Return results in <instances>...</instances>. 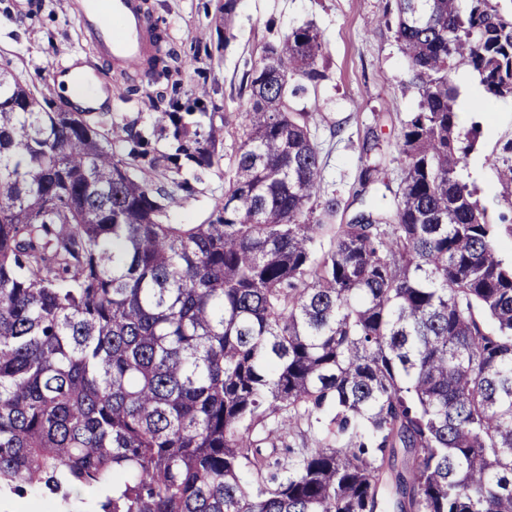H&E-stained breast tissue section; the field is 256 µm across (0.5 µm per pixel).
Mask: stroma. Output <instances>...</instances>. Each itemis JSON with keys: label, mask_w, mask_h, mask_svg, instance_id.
<instances>
[{"label": "stroma", "mask_w": 512, "mask_h": 512, "mask_svg": "<svg viewBox=\"0 0 512 512\" xmlns=\"http://www.w3.org/2000/svg\"><path fill=\"white\" fill-rule=\"evenodd\" d=\"M143 2L148 18L160 22L169 47L182 61L176 99L185 121L203 133L213 126L222 132L214 165L184 171L195 192L168 211V223H203L222 200L248 102L239 92L242 77L259 63L265 43L305 25L318 30L326 48L327 80L296 100L313 114L310 129L322 160L321 195L352 202L358 137L368 126L376 127L388 147L385 183L376 192L398 188L402 171L394 145L402 121L417 111L420 96L395 36V0H237L227 25L218 19L223 0ZM90 55L59 0H0V63L10 64L24 84L58 106L66 108L70 102L59 89L56 64ZM97 68L101 84L122 89L97 114L117 152L125 153V138L132 131L148 138L156 152L170 151L171 141L157 127L164 103L156 98L155 86L139 71L103 62ZM460 124L480 127L478 147L461 167V178L476 190L491 219L503 215L512 224V187L498 178L499 170L512 164V153L504 149L512 142V98L497 100L491 111L471 113Z\"/></svg>", "instance_id": "stroma-1"}]
</instances>
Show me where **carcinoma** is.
<instances>
[{
    "mask_svg": "<svg viewBox=\"0 0 512 512\" xmlns=\"http://www.w3.org/2000/svg\"><path fill=\"white\" fill-rule=\"evenodd\" d=\"M418 111L393 200L320 194L311 113L326 71L307 26L263 48L232 175L203 224L133 172L210 168L221 131L162 112L173 151L127 157L0 67V492L90 512H512V262L459 169L453 74L512 97V12L396 0ZM155 39L146 75L178 55ZM376 128L355 199L383 181ZM332 235L317 254L318 239ZM313 448H290L301 426ZM254 475L244 484L243 472Z\"/></svg>",
    "mask_w": 512,
    "mask_h": 512,
    "instance_id": "cac0c4a2",
    "label": "carcinoma"
}]
</instances>
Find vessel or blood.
I'll list each match as a JSON object with an SVG mask.
<instances>
[{"mask_svg":"<svg viewBox=\"0 0 512 512\" xmlns=\"http://www.w3.org/2000/svg\"><path fill=\"white\" fill-rule=\"evenodd\" d=\"M65 4L97 58L135 68L148 57L158 27L146 17L141 0H65Z\"/></svg>","mask_w":512,"mask_h":512,"instance_id":"1","label":"vessel or blood"}]
</instances>
